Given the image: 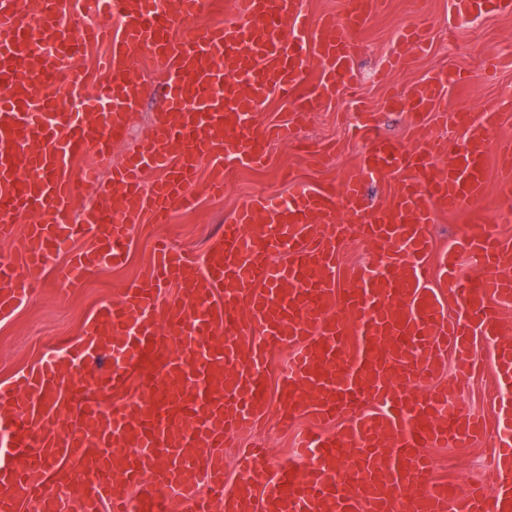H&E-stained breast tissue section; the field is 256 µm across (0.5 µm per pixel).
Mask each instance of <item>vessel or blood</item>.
Here are the masks:
<instances>
[{
  "instance_id": "b4317fda",
  "label": "vessel or blood",
  "mask_w": 512,
  "mask_h": 512,
  "mask_svg": "<svg viewBox=\"0 0 512 512\" xmlns=\"http://www.w3.org/2000/svg\"><path fill=\"white\" fill-rule=\"evenodd\" d=\"M91 2L97 15L116 16L120 33L79 119L69 112L47 117L40 106L42 75L61 74L76 90L84 84L67 57L43 50L70 38L62 20L67 0H0V237L13 234L23 212L47 216L27 225L26 251L0 261L1 317L28 299V271L45 268L62 239L90 242L73 256V275L121 264L134 225L164 224L173 210L193 207L201 166L220 190L225 153L261 163L271 136H288L290 128H259L245 114L297 81L307 84L301 108L326 99L351 73L357 36L378 5L347 0L343 19L324 15L313 22L301 0H232V24L200 27L195 20L211 0H164L162 10L157 0ZM503 3L448 0L450 11L465 17ZM423 49L417 31L403 32L387 70ZM139 53L169 74L155 135L114 167L105 186L91 171L72 172L69 161L89 150L110 161L113 141L124 137L141 103L143 85L132 68ZM451 81L439 74L417 85L413 114L434 113L461 126L467 133L461 146L427 140L403 152L372 140L341 184L299 183L287 204L260 198L244 206L210 246L203 267L160 246L150 274L98 309L71 348L75 369L110 358L117 347L126 351L128 366L167 357L163 375L141 382L123 415H108L90 401L69 427L47 431L46 421L61 418L69 405L51 359L1 384L0 428L10 447L0 452V512L30 501L49 458L80 467V477L69 480L79 489L69 500L72 512H212L227 495L219 452L224 435L246 432L268 413V358L281 349L290 356L280 375L288 400L279 421L310 420L313 430L301 445L318 456L304 481L290 464L268 468L260 449H252L235 485L244 512L278 505L285 512H512V400L486 417L430 387L443 349L453 350L459 373L477 368L473 336L496 345L504 328L499 309L512 301V276L501 274L502 266L512 267V241L482 226H472L460 243L483 270L477 287H468L454 255H445L436 275L426 263L425 226L481 199L488 156L512 172V141L493 145L488 138L512 112V94L487 99L473 113L448 105ZM157 169L163 177L144 187L145 174ZM390 175L396 178L390 206H366L364 185ZM83 190L97 201L75 222L71 211ZM354 227L375 246L376 258L353 270L342 290L339 246ZM276 251L285 252V261L272 263ZM168 284L180 290L164 305L159 291ZM443 287L463 300L462 316L447 315ZM242 335L248 346L239 345ZM491 367L511 389L512 352L496 345ZM423 386L428 394L410 396ZM340 414L345 425L326 432ZM90 423L99 428L91 443L83 437ZM491 429L499 435L494 485L451 489L432 478L428 449L468 444ZM117 447L137 450L121 493L111 490Z\"/></svg>"
}]
</instances>
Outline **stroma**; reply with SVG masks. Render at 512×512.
<instances>
[{
    "label": "stroma",
    "mask_w": 512,
    "mask_h": 512,
    "mask_svg": "<svg viewBox=\"0 0 512 512\" xmlns=\"http://www.w3.org/2000/svg\"><path fill=\"white\" fill-rule=\"evenodd\" d=\"M410 26L422 27L428 42L427 52L413 57L404 69L389 78H381L384 61L396 48L397 35ZM440 71L463 76V83L451 85L447 90L449 102L459 107L473 109L484 98L512 91V13L457 18L449 12L448 0H379L360 35L351 81L337 83L329 99L308 110L295 125L290 140L269 142L264 164L228 165L224 191L220 194L210 192L209 174L200 170L194 185L198 197L196 209L176 213L166 224L137 226L121 266L93 269L77 281L68 282L69 253L84 246L83 241L74 240L60 251L51 268L36 274L35 292L30 301L11 316L0 317V384L15 381L41 359L68 348L84 322L102 303L122 298L125 289L150 271L157 240L168 241L199 267L226 221L243 204L259 196L273 200L287 196L294 180L315 186L342 182L369 146L368 141L351 139L348 133L357 109L373 113L377 134L404 151H413L423 139L462 141L464 131L454 124L433 117L419 126L413 121L412 87ZM140 76L146 89L144 105L131 116L124 139L113 143L111 164H95L88 155L75 157L72 162L75 169L93 170L99 182H110L112 163L122 161L130 150L147 142L153 134L154 98L165 83L166 74L161 64L146 56L142 59ZM303 144L326 149L325 164L307 165L299 151ZM488 169L482 201L430 225L435 252H442L461 240L473 224L486 225L492 233L512 238V210L504 203L506 178L496 158H489ZM435 384L456 391L464 406L486 413L505 397L492 372L484 370L460 377L447 354L441 357ZM254 438L265 444L267 463L274 467L291 456L296 435L283 433L272 413L253 434H228L223 448L227 486H234L239 475L238 449ZM494 451L495 440L489 435L478 445L434 448L430 454L440 481L466 486L495 481Z\"/></svg>",
    "instance_id": "stroma-1"
}]
</instances>
